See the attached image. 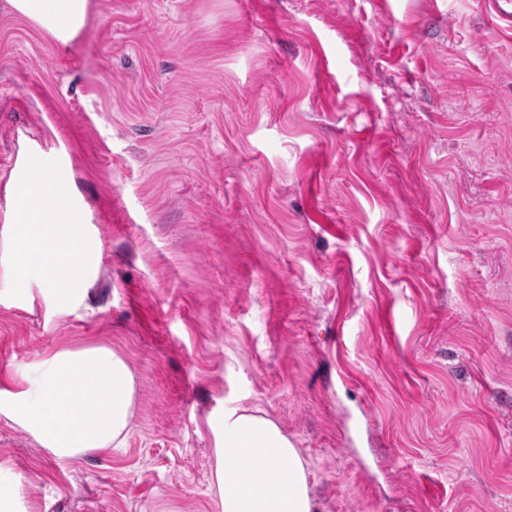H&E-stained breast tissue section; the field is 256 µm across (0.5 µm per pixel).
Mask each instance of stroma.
<instances>
[{
    "mask_svg": "<svg viewBox=\"0 0 512 512\" xmlns=\"http://www.w3.org/2000/svg\"><path fill=\"white\" fill-rule=\"evenodd\" d=\"M496 0H93L0 18V227L26 156L96 239L85 307L16 306L0 384L104 344L124 447L0 418L32 512H220L211 414L292 437L320 512H512V21ZM91 0H1L0 15L23 18L55 42L66 45L84 29Z\"/></svg>",
    "mask_w": 512,
    "mask_h": 512,
    "instance_id": "obj_1",
    "label": "stroma"
}]
</instances>
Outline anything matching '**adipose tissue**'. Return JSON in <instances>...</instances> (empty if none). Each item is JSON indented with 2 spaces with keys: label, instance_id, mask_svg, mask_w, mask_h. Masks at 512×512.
<instances>
[{
  "label": "adipose tissue",
  "instance_id": "obj_1",
  "mask_svg": "<svg viewBox=\"0 0 512 512\" xmlns=\"http://www.w3.org/2000/svg\"><path fill=\"white\" fill-rule=\"evenodd\" d=\"M91 9V0H0V15L26 19L62 45L80 35ZM135 392L129 365L111 347H63L0 387V416L67 463L124 444ZM208 425L221 512H319L305 462L274 420L237 407Z\"/></svg>",
  "mask_w": 512,
  "mask_h": 512
}]
</instances>
